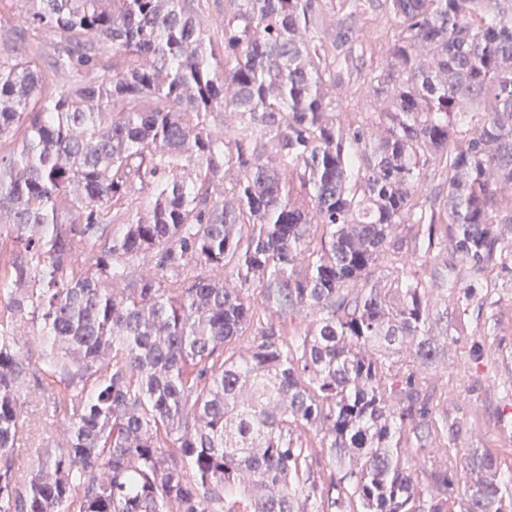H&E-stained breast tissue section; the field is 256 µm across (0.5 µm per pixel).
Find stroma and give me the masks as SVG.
<instances>
[{"instance_id":"stroma-1","label":"stroma","mask_w":512,"mask_h":512,"mask_svg":"<svg viewBox=\"0 0 512 512\" xmlns=\"http://www.w3.org/2000/svg\"><path fill=\"white\" fill-rule=\"evenodd\" d=\"M398 31L393 18L376 10L354 26L366 47L360 61L364 67L390 64L389 47ZM339 100L336 121L345 127L364 123L372 104L353 81L334 90ZM486 287L476 289L467 311L458 309V292H432L434 308L447 314L453 335L448 341V359L443 367L421 373L423 384L434 388L440 412L456 423L458 432L438 437L425 452L407 449L417 478H424L440 460H447L453 480H462L465 457L479 448L494 454L505 479L512 481V432L501 421L512 418V280L488 274ZM25 439L16 450L27 468L36 462L38 449L55 446L64 437L62 423L51 421L41 390L24 399Z\"/></svg>"}]
</instances>
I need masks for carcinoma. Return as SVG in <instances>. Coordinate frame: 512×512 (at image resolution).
<instances>
[{"label":"carcinoma","mask_w":512,"mask_h":512,"mask_svg":"<svg viewBox=\"0 0 512 512\" xmlns=\"http://www.w3.org/2000/svg\"><path fill=\"white\" fill-rule=\"evenodd\" d=\"M24 2L0 49V512H451L448 461L424 495L405 449L455 428L419 368L448 355L429 289L457 281L378 264L406 226L415 256L512 275V0H336L399 26L365 73L324 41L320 0H229L220 58L195 0ZM28 31L83 73L68 90L21 53ZM352 75L377 109L346 128L326 85ZM437 158L448 192L421 197ZM18 321L66 423L26 476ZM466 469L467 512H512L489 452Z\"/></svg>","instance_id":"cac0c4a2"}]
</instances>
